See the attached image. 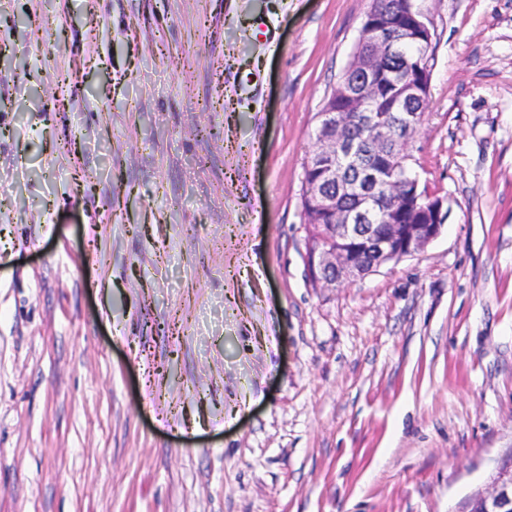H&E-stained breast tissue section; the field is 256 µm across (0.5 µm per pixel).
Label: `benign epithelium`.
<instances>
[{
  "instance_id": "obj_1",
  "label": "benign epithelium",
  "mask_w": 512,
  "mask_h": 512,
  "mask_svg": "<svg viewBox=\"0 0 512 512\" xmlns=\"http://www.w3.org/2000/svg\"><path fill=\"white\" fill-rule=\"evenodd\" d=\"M368 33H386L389 39L366 48ZM433 37L432 18L420 4L407 5L397 23L383 5L369 9L347 71L317 113L316 164L306 166L302 194L305 229L324 227L321 237L309 233L306 239V269L317 285L334 288L420 253L442 232L448 199L422 189L417 177L400 176L412 159L406 144L421 125L412 108L430 96ZM404 43L422 53L405 62L410 74L398 81L383 69L382 56L387 49L401 53ZM382 97L391 100V111H369L368 105ZM353 112L372 130L364 144L354 135ZM373 181L387 188L384 198L368 190ZM473 504L470 512H512V469L503 468Z\"/></svg>"
}]
</instances>
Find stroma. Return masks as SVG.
<instances>
[{"label":"stroma","mask_w":512,"mask_h":512,"mask_svg":"<svg viewBox=\"0 0 512 512\" xmlns=\"http://www.w3.org/2000/svg\"><path fill=\"white\" fill-rule=\"evenodd\" d=\"M371 0H0V512H468L512 456V0H427L424 251L305 266Z\"/></svg>","instance_id":"stroma-1"}]
</instances>
